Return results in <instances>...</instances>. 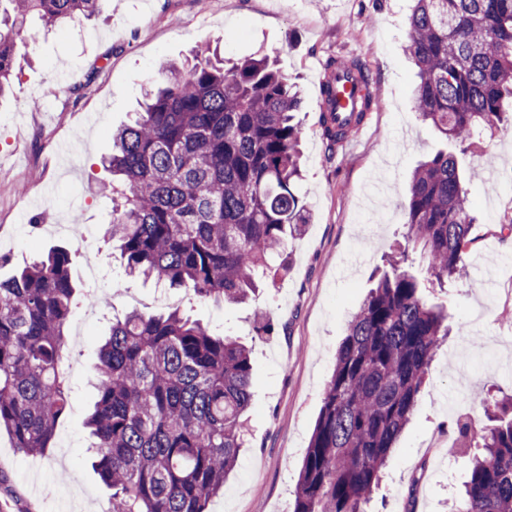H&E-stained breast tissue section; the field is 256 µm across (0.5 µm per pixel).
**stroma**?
I'll return each mask as SVG.
<instances>
[{
  "label": "stroma",
  "mask_w": 512,
  "mask_h": 512,
  "mask_svg": "<svg viewBox=\"0 0 512 512\" xmlns=\"http://www.w3.org/2000/svg\"><path fill=\"white\" fill-rule=\"evenodd\" d=\"M411 0H105L99 15L52 27L35 20L17 38L10 93L0 97V278L57 247L72 254L79 296L73 323L85 332L67 357L70 401L50 448L24 455L0 434V512H110L112 498L87 452V413L96 399L93 366L112 317L131 310L126 293L153 301L159 286L123 277L118 250L103 240L112 176L102 159L112 132L128 123L161 60L218 52L225 64L263 54L302 96L303 177L295 190L310 210L304 235L288 239L287 273L246 304L215 305L183 288L168 289L180 312L212 331L239 338L254 363L249 445L241 449L224 491L209 512H288L322 395L346 324L372 288L383 256L405 243L400 207L420 160L447 144L413 112L418 69L406 52ZM357 58L382 102L365 129L335 151L319 135L320 86L327 60ZM477 221L466 263L512 253V128L476 140L462 159ZM87 241L62 232L73 214ZM106 283L98 314H82L88 250ZM414 271L429 303L449 314L450 332L428 371L410 421L387 458L370 512H452L471 471L470 441L443 406L467 405L476 428L479 400L512 394V266L490 282L466 276L451 289L429 287L424 261ZM276 325L258 336L254 315Z\"/></svg>",
  "instance_id": "obj_1"
}]
</instances>
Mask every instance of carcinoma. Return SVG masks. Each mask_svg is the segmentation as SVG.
I'll return each instance as SVG.
<instances>
[{"mask_svg":"<svg viewBox=\"0 0 512 512\" xmlns=\"http://www.w3.org/2000/svg\"><path fill=\"white\" fill-rule=\"evenodd\" d=\"M102 0H0V95L11 88L16 38L90 16ZM408 52L420 81L413 107L459 149L503 127L512 100V0H416ZM370 86L362 62L330 59L320 128L331 150L376 109L336 117V67ZM299 90L267 58L229 68L200 58L163 62L135 120L112 134V219L129 279L155 278L215 304L238 303L256 277L303 234L296 194L302 136ZM407 241L432 283L466 272L476 217L453 152L417 165L406 188ZM71 253L55 249L0 281V430L23 454H43L69 405L61 358L76 287ZM387 268L347 325L303 460L291 512H367L387 454L408 423L448 315L409 273L411 253ZM90 449L112 490V512H206L244 447L254 365L237 339L178 310L112 318L94 367ZM479 452L458 512H512V396H486Z\"/></svg>","mask_w":512,"mask_h":512,"instance_id":"carcinoma-1","label":"carcinoma"}]
</instances>
